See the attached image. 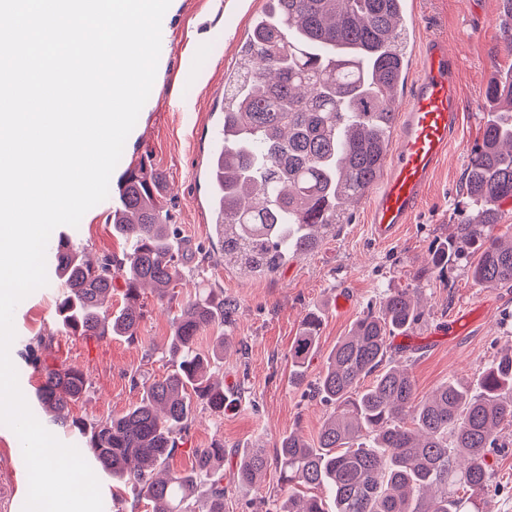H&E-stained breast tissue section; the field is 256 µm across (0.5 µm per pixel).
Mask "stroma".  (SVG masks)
<instances>
[{
	"label": "stroma",
	"instance_id": "obj_1",
	"mask_svg": "<svg viewBox=\"0 0 512 512\" xmlns=\"http://www.w3.org/2000/svg\"><path fill=\"white\" fill-rule=\"evenodd\" d=\"M227 2L179 0L174 14L163 18L159 79L112 173L120 178L145 155L166 177L167 206L188 251L174 299L159 300L152 289H145V316L135 341L65 337L56 320V284L51 281L17 306L16 338L10 350L21 391L30 401L40 379L25 361V347L40 337L53 338L58 363L82 370L90 382L73 407V416L102 419L139 401L137 379H158L171 372V364L155 348L170 335L180 302L205 289L222 291L233 310L223 326L200 335L197 347L208 351L216 336H228L230 346L215 376L241 392L223 416L198 410L183 445L168 460L170 469L180 471L190 468L194 449L216 439L224 443L228 470L235 464L234 451L258 444L274 450L289 431L316 439L330 408L313 394L309 383L317 378L325 353L391 289L423 287L422 321L395 339L396 344L413 348L407 368L418 396L431 395L451 379L472 382L512 344V288L476 285L462 261L442 274L430 266L432 252L455 233L462 219L465 169L488 117L485 88L497 71L512 64L498 0H408L411 70L421 67L428 38L442 40L459 61L455 86L464 105L458 143L433 173L410 224L394 241L376 242L370 230L371 201L362 199L335 235L259 279H246L225 268L211 241L206 204L203 170L216 147L224 76L234 69L240 46L263 5V0H246L244 13L238 14ZM111 212V200H104L84 214L78 227H67L86 256L122 253ZM340 297L347 300L346 308H337ZM473 309L479 317L467 332L444 335L449 320ZM311 312L322 318L320 354L308 369L307 384L297 386L290 381L288 349L303 317ZM498 439L501 449L488 456L492 478L483 495L484 507L486 512H512V428L501 431ZM0 444L5 447L0 453V512H17L26 494L14 491L13 483L26 466L17 451V436L3 425ZM288 493L271 468L257 490L230 491L226 512H265L267 501L285 499Z\"/></svg>",
	"mask_w": 512,
	"mask_h": 512
}]
</instances>
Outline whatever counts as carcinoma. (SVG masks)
Here are the masks:
<instances>
[{
  "label": "carcinoma",
  "instance_id": "carcinoma-1",
  "mask_svg": "<svg viewBox=\"0 0 512 512\" xmlns=\"http://www.w3.org/2000/svg\"><path fill=\"white\" fill-rule=\"evenodd\" d=\"M500 6L511 47L512 0ZM406 14V0H264L236 69L224 78V148L206 168L224 265L261 275L313 251L346 223V204L380 177L396 122L391 102L409 66ZM486 98L501 110L466 168L464 208L477 210V219L458 225L432 265L442 271L463 260L476 284L511 288L512 239L494 229L502 204L512 201V65L488 85ZM163 183L146 157L117 182L112 224L127 245L122 256L104 253L92 262L69 237L53 244L54 274L64 283L56 302L61 333L133 341L144 318L141 289L174 297L186 254ZM118 281L123 304L112 313L103 306ZM417 292L386 294L336 342L313 384L331 406L316 440L290 431L275 448L283 482L325 496L291 494L266 512H480L489 452L505 447L496 433L512 426V348L475 386L450 379L418 399L407 369L388 363L390 338L424 317ZM229 310L212 290L181 303L160 347L175 369L141 383L140 400L122 414L94 422L69 418L88 380L56 364L54 338L28 346L25 359L41 379L37 408L74 431L82 454L153 512H226L228 489L255 490L270 466L266 449L247 448L226 474L224 443L216 440L195 450L190 470L165 467L198 408L224 415L231 394L210 370L224 359L226 337L207 355L196 343ZM320 326L319 314H307L288 350L298 386L318 353Z\"/></svg>",
  "mask_w": 512,
  "mask_h": 512
}]
</instances>
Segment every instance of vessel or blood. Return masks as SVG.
<instances>
[{
	"label": "vessel or blood",
	"mask_w": 512,
	"mask_h": 512,
	"mask_svg": "<svg viewBox=\"0 0 512 512\" xmlns=\"http://www.w3.org/2000/svg\"><path fill=\"white\" fill-rule=\"evenodd\" d=\"M456 62L445 44L429 38L410 98L401 107L397 148L388 174L373 194L371 224L376 240H395L414 216L423 191L458 134L462 102L455 90Z\"/></svg>",
	"instance_id": "obj_1"
}]
</instances>
